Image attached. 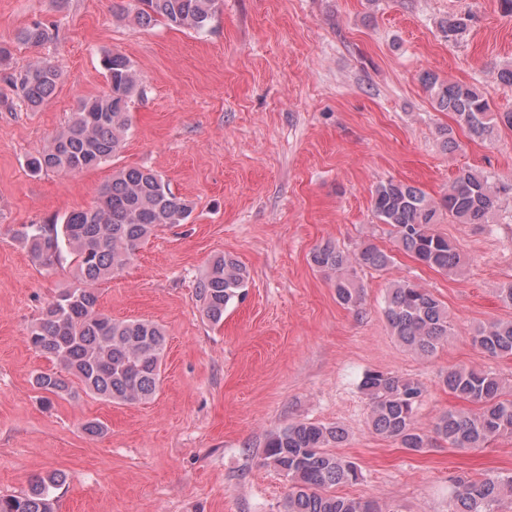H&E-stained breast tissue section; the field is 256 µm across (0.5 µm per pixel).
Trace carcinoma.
<instances>
[{"instance_id":"obj_1","label":"carcinoma","mask_w":512,"mask_h":512,"mask_svg":"<svg viewBox=\"0 0 512 512\" xmlns=\"http://www.w3.org/2000/svg\"><path fill=\"white\" fill-rule=\"evenodd\" d=\"M223 0H130L117 7L141 26L164 23L195 33L206 30ZM471 17H450L441 23L448 39L463 34ZM50 39V26L34 20L19 30L16 42L38 47ZM107 88L80 101L65 129L31 158L32 172L61 176L98 168L112 161L124 145L131 120L129 106L140 93L139 77L120 52L101 59ZM61 71L41 58L17 74L11 83L32 110L55 94ZM423 83L441 111L451 112L471 136L492 141L500 127L512 128V112L493 110L478 89L451 83L428 72ZM512 191L494 177L464 170L435 202L412 185L388 180L376 186L375 216L393 227L399 246L421 264L448 273L460 267L456 245L436 233L443 216L456 224H487L500 194ZM192 213L189 201L176 196L161 175L143 168H122L97 188L94 204L45 224H21L13 239L44 267L73 256L78 286L65 288L44 307L28 336L36 352L58 362L65 374L39 372L33 384L41 392L62 398L72 394L69 377L110 402L147 401L161 381L166 348L162 329L143 320H116L98 311L95 288L120 274L140 245L160 226L184 224ZM320 271L335 275L336 300L349 308L362 301L357 269L386 268L392 256L374 245L350 253L326 243L311 254ZM249 279L245 265L222 255L214 258L195 287L201 311L213 324L224 321V310L244 295ZM385 315L397 340L419 355H431L451 335L448 308L430 292L409 281L393 284ZM471 342L491 356H512V320H501L477 331ZM443 384L455 398L477 405L474 410L450 409L429 428L419 425L415 408L423 396L411 378L380 371L365 372L361 387L368 399L369 423L375 433L396 441L409 453L422 454L443 442L465 450L482 448L503 435L512 436V383L483 370L451 367ZM340 426L296 422L269 433L263 464L290 483L281 512H382L374 500L336 493V487L358 481L360 467L331 448L342 443ZM66 479L60 472L39 477L20 496H0V512H54L53 491ZM453 512H491L504 498L512 499V476L455 479Z\"/></svg>"}]
</instances>
